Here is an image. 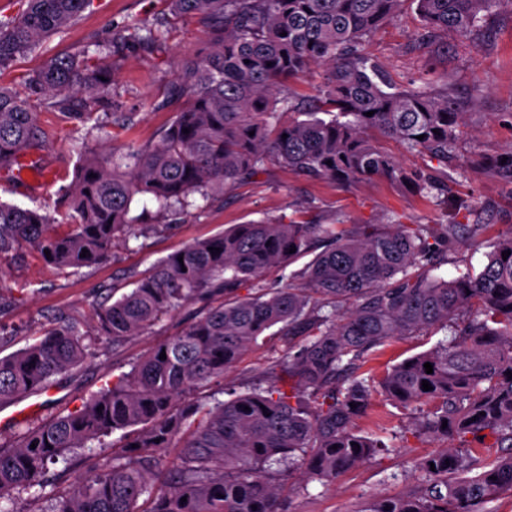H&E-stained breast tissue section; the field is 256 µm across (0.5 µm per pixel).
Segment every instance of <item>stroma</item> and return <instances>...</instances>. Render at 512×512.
<instances>
[{"label": "stroma", "mask_w": 512, "mask_h": 512, "mask_svg": "<svg viewBox=\"0 0 512 512\" xmlns=\"http://www.w3.org/2000/svg\"><path fill=\"white\" fill-rule=\"evenodd\" d=\"M173 25L164 50L117 42L118 30L133 23ZM111 44L117 59L112 69V95L120 111L134 113L132 128L113 125L111 141L123 145L157 141L170 121L171 107H157L160 92L171 81L181 58L204 50L208 39L193 20L172 21L165 0H93L80 19L51 37L39 52L18 58L0 71L7 82L61 55L94 44ZM367 52L384 66L401 89L424 88L447 96L462 112L464 127L447 162L425 154H412L398 141L375 136L377 146L394 155L408 170L431 175L447 186V201L439 203L436 189L415 192L407 185L385 178L346 184L331 179H311L268 160L256 181L226 190L221 200L205 208L190 207L177 220H161L145 236L116 243L111 258L83 274L67 276L45 264L33 253L0 274V292L18 303L0 326L10 333L0 353L10 354L39 338L59 316L88 317L101 300L105 286L133 288L142 273L177 249L224 232L234 224L266 218H294L327 224L340 218L349 224H382L393 219L402 224H481L483 240L512 230V170L500 159L512 155V5L505 0L484 15L465 36L453 32H426L414 0L381 26L367 41ZM42 122L54 138L36 156L38 184L0 177V200L22 207L51 206L59 186L73 179L77 160L71 151L75 126L57 112L45 111ZM190 320L189 311L172 314L143 335L124 341L116 349L95 347L87 364L73 373L56 376L48 391L19 400L31 422L79 409L113 376L130 371L160 340L180 332ZM448 330L434 327L416 336L378 347L369 366L382 370L404 358L434 348L448 340ZM286 349L283 336H275L245 354L224 376L225 393H245L272 384L270 369ZM425 406L399 408L375 400L356 427L385 442L386 448L356 469L333 481L301 478L300 465L284 478L282 486L288 512H359L375 496H397L416 486L422 474L419 460L441 451L443 440L414 436L412 429ZM106 448H89L72 455L69 465H54L46 477V490H69L91 467L110 456L111 446L122 445L120 434L109 438Z\"/></svg>", "instance_id": "stroma-1"}]
</instances>
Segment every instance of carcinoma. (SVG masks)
<instances>
[{
  "label": "carcinoma",
  "instance_id": "obj_1",
  "mask_svg": "<svg viewBox=\"0 0 512 512\" xmlns=\"http://www.w3.org/2000/svg\"><path fill=\"white\" fill-rule=\"evenodd\" d=\"M92 2L20 0L17 15L0 18V70L39 51ZM167 2L175 16L197 19L212 35L208 51L183 58L164 87L161 105L182 106L152 144L110 149L72 139L80 164L74 180L59 188L63 207L0 200V275L22 259L25 244L44 262L78 275L106 261L115 241L146 233L129 218L135 200H151L162 215L185 211L197 198L208 206L262 173L270 158L314 179L384 177L419 192L433 187L369 137L376 130L410 153L441 161L462 122L448 96L396 89L365 52L367 39L405 0ZM414 2L427 29L465 35L480 12L503 0ZM169 37L162 25H132L117 34L124 44L156 49ZM314 66L321 69L322 97L303 119L284 120L294 110L288 83ZM111 71L112 58L83 48L45 60L15 84L0 83V173L13 178L50 139L38 119L41 107L105 136L114 118L132 128V115L110 112ZM101 108L108 109L102 117ZM481 229L265 219L185 246L118 298L109 288L92 311L98 338L114 347L196 301L224 300L203 308L80 410L28 424L15 445L0 448V503L24 491L43 498L34 488H45L48 464L137 427L131 443L72 490L49 496L44 512H139L141 499L146 512H285L271 466H291L298 453L308 477L334 480L371 459L383 443L360 434L355 421L380 397L403 408L428 405L415 432L442 438L448 448L418 462L422 483L371 498L360 512H476L485 499L512 491V452L498 454L512 449L506 375L512 372V254L502 258L512 251V232L489 243L478 268L466 263L450 279L430 271L440 249L472 240ZM318 238L324 249L315 254ZM308 255L285 287H260L271 269ZM248 282L254 292L242 297L238 291ZM278 324L304 340L277 361L273 385L226 401L195 398ZM435 326L449 329L451 340L380 373H359L372 349ZM87 336L84 319L61 317L39 340L0 357V405L42 392L53 377L82 367L91 356ZM424 380L431 390L422 389ZM170 448L177 449L171 466ZM472 466L483 471L460 476Z\"/></svg>",
  "mask_w": 512,
  "mask_h": 512
}]
</instances>
